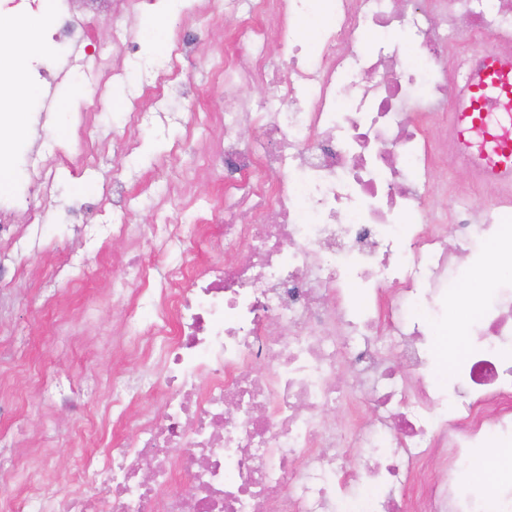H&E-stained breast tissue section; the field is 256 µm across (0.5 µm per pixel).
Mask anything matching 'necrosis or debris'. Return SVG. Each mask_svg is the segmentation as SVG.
I'll return each mask as SVG.
<instances>
[{
    "label": "necrosis or debris",
    "instance_id": "necrosis-or-debris-1",
    "mask_svg": "<svg viewBox=\"0 0 512 512\" xmlns=\"http://www.w3.org/2000/svg\"><path fill=\"white\" fill-rule=\"evenodd\" d=\"M52 2L41 41L83 45L73 0ZM157 2L113 0L119 56L106 76H125L123 59L138 49L141 34L125 16H147ZM219 2L195 0L185 11L133 122L166 107V88L183 84L178 59ZM393 2L249 0L224 75L268 90L224 115L222 222L197 232L112 227L128 241L125 266L135 273L133 292L112 291L126 309L113 340L157 358L160 381L138 390L113 372L112 408L93 432L127 425L131 437L88 453L67 493L43 477V460L26 464L30 512H336L340 500L355 512H490L462 486L476 481L473 449L512 443V287L500 278L512 263V205L501 192L483 215L468 204L469 189L487 185L468 159L491 155L490 116L446 157L468 184L450 225L433 224V176L446 158L425 126L456 107L483 49L512 54V0H403L399 10ZM314 10L323 24L307 51L297 31ZM272 30L275 64L264 54ZM372 31L383 37L374 49L363 43ZM242 119L258 129L255 143L236 134ZM267 171L279 173L275 184ZM244 212L252 223H241ZM202 244L241 245L246 255L175 267L156 281L149 251ZM418 284L431 310L424 324L413 314ZM452 309L467 371L448 393L426 371ZM384 332L397 358L375 346ZM345 362L358 379L340 386ZM142 391L156 394L155 407L132 412ZM360 404L370 418H324ZM353 448L362 451L356 473Z\"/></svg>",
    "mask_w": 512,
    "mask_h": 512
}]
</instances>
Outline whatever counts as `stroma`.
Returning <instances> with one entry per match:
<instances>
[{
  "instance_id": "obj_1",
  "label": "stroma",
  "mask_w": 512,
  "mask_h": 512,
  "mask_svg": "<svg viewBox=\"0 0 512 512\" xmlns=\"http://www.w3.org/2000/svg\"><path fill=\"white\" fill-rule=\"evenodd\" d=\"M111 0H99L87 17L91 40L87 51L76 52L67 79L55 82L57 95L50 122L42 127L45 139L84 149L85 167L77 172L58 168L51 200L44 204L41 224L19 225L16 240L0 241V263L14 276L0 283V464L22 469L36 449L55 454L51 469L62 491H71L70 475L83 453L75 433L97 419L112 400V372L124 371L130 386L153 380L156 360L132 359L129 348L110 349L107 342L125 319L122 308L107 296L124 275L128 245L108 239L105 253L84 243L79 226L63 221L66 210L93 203L91 224H113L112 183L127 193L132 224H191L215 218L224 196V169L202 170L207 155L224 138V113L245 99L263 95L251 83L237 95L224 92V61L235 50L238 19L225 15L220 26L203 28L192 54L180 61L189 82L177 91L182 112L190 122L163 112L148 125L138 126L137 145L126 152L113 141L112 130L125 126L137 107V93L125 81H102L86 68L88 53L113 56ZM96 103L95 139L107 140L105 150L84 148L74 115L83 104ZM169 196L156 209L144 187ZM80 384L84 393L76 408L56 401L62 375Z\"/></svg>"
}]
</instances>
